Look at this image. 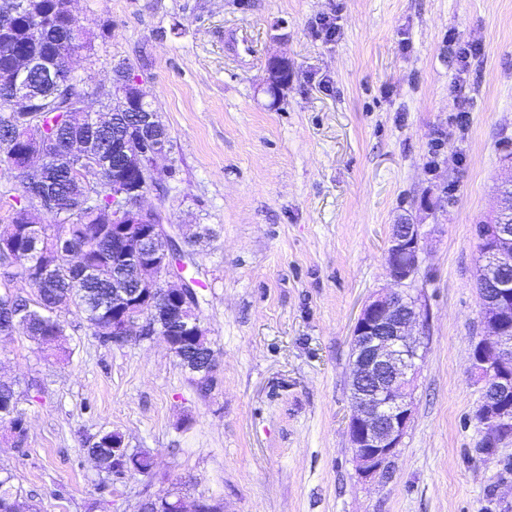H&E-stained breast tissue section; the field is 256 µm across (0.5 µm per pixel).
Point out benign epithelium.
<instances>
[{
	"label": "benign epithelium",
	"mask_w": 512,
	"mask_h": 512,
	"mask_svg": "<svg viewBox=\"0 0 512 512\" xmlns=\"http://www.w3.org/2000/svg\"><path fill=\"white\" fill-rule=\"evenodd\" d=\"M28 8L29 0H10L0 14V34L9 32L11 17ZM71 59L65 55L45 60L22 51L15 55L14 66L0 75V100L12 112L30 111L40 98L39 85L56 94L76 87L83 97L70 124L50 139L35 120L6 130L0 143V169L11 180L33 188L27 211H43L50 204L49 191L45 178L29 174L32 160L47 168L61 166L93 194L104 195L117 185L106 177L101 154L109 146L124 154L136 174V184L115 194L112 241L118 264L135 267L136 288H116L111 343L123 346L159 336L172 351L190 347L208 356L205 370L210 373L213 351L198 317L197 292L185 275L193 253L185 249L181 227L166 223L160 210L143 206L145 182L153 181L157 160L171 155L161 119L145 105L138 75L128 72L112 87L98 89L100 98L113 100L114 120L109 122L89 110L83 82ZM284 63L280 57L268 62L266 80L277 91L287 83L282 78ZM112 123L117 126L112 144L98 143L97 153L72 141L71 127L77 124L102 130ZM386 264L396 288L382 290L365 302L353 330L349 357V440L357 471L366 479L381 476L389 468L414 413L413 393L425 357L416 329L424 313L400 286L419 269L420 225L407 218L393 225ZM508 267H512V230L499 224L489 237L487 279ZM497 289V298H481L482 307L492 313L482 316L484 333L470 354L471 375L484 383L477 415L483 440L491 447L512 435V281H501ZM142 512H217V508L199 500L189 511L184 500L166 496L148 501Z\"/></svg>",
	"instance_id": "7a95c632"
}]
</instances>
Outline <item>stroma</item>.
Returning a JSON list of instances; mask_svg holds the SVG:
<instances>
[{"instance_id":"1","label":"stroma","mask_w":512,"mask_h":512,"mask_svg":"<svg viewBox=\"0 0 512 512\" xmlns=\"http://www.w3.org/2000/svg\"><path fill=\"white\" fill-rule=\"evenodd\" d=\"M97 86L127 61L173 143L145 196L187 233L213 349L200 389L161 338L102 345L72 312L69 361L0 336L25 446L0 469L30 512H138L181 492L222 512H512V437L478 446L477 227L512 153V0H71ZM108 29L99 38L100 29ZM476 45L457 78L449 36ZM252 37L247 63L231 38ZM288 61L277 103L262 86ZM420 226L425 359L389 473L361 478L348 364L364 302L390 287L393 224ZM121 433L154 474L113 485L89 443Z\"/></svg>"}]
</instances>
